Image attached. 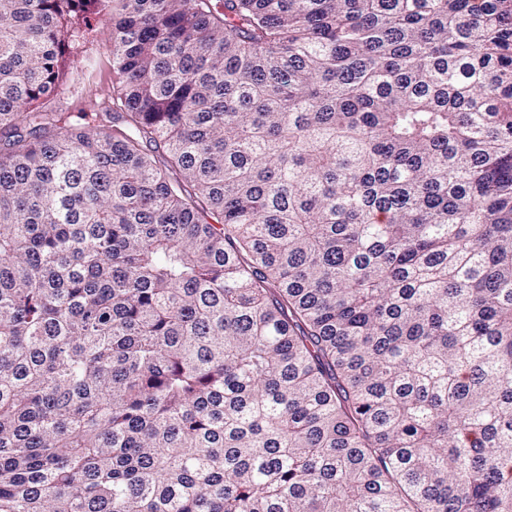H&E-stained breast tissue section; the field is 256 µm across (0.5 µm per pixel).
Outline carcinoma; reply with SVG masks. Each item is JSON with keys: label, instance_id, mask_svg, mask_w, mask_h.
<instances>
[{"label": "carcinoma", "instance_id": "1", "mask_svg": "<svg viewBox=\"0 0 512 512\" xmlns=\"http://www.w3.org/2000/svg\"><path fill=\"white\" fill-rule=\"evenodd\" d=\"M0 512H512V0H0ZM112 37L105 23L84 28L72 44L70 63L58 88L38 108L60 112L69 124L81 126L85 112L112 109Z\"/></svg>", "mask_w": 512, "mask_h": 512}]
</instances>
